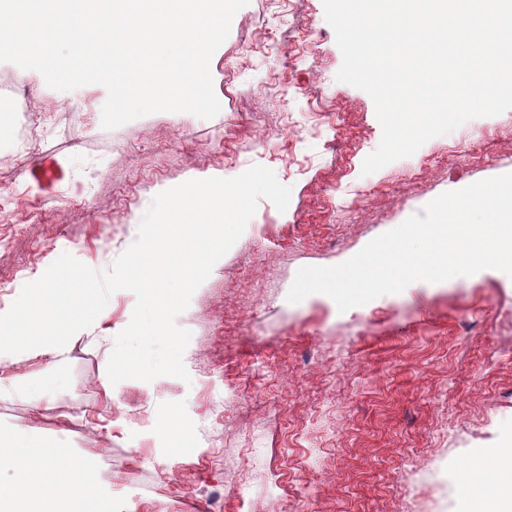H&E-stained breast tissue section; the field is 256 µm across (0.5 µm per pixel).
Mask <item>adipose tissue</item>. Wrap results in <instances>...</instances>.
Masks as SVG:
<instances>
[{"label": "adipose tissue", "mask_w": 512, "mask_h": 512, "mask_svg": "<svg viewBox=\"0 0 512 512\" xmlns=\"http://www.w3.org/2000/svg\"><path fill=\"white\" fill-rule=\"evenodd\" d=\"M17 478L0 483V506L6 512H103L95 485L81 475L79 462L63 460L59 448L43 441L22 445L0 435V466ZM497 472L504 482L493 499L464 491L460 512H512V455L490 450L473 457L472 476Z\"/></svg>", "instance_id": "obj_1"}]
</instances>
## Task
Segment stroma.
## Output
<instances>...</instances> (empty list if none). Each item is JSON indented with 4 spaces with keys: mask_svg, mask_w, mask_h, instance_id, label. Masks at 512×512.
Returning a JSON list of instances; mask_svg holds the SVG:
<instances>
[{
    "mask_svg": "<svg viewBox=\"0 0 512 512\" xmlns=\"http://www.w3.org/2000/svg\"><path fill=\"white\" fill-rule=\"evenodd\" d=\"M341 63L322 0H249L210 61L217 116L108 130L104 87L58 91L0 62V85L36 88L0 127V313L62 253L109 268L185 181L259 164L292 189L286 211L259 200L177 317L189 380L111 384L128 290L64 361L0 363V433L81 461L108 512H236L248 497L264 512H459L471 458L512 433L511 276L417 281L344 312L323 294L287 300L301 267L340 264L442 193L512 172L508 110L363 175L382 130ZM47 157L64 170L49 187L31 177ZM174 417L187 446L170 443Z\"/></svg>",
    "mask_w": 512,
    "mask_h": 512,
    "instance_id": "35a3bbf8",
    "label": "stroma"
}]
</instances>
